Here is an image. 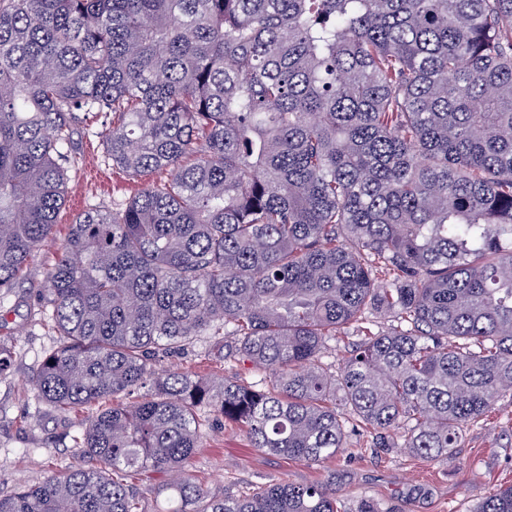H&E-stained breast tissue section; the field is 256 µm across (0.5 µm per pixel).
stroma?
<instances>
[{
	"mask_svg": "<svg viewBox=\"0 0 512 512\" xmlns=\"http://www.w3.org/2000/svg\"><path fill=\"white\" fill-rule=\"evenodd\" d=\"M101 131L98 125L85 126L75 137L84 161L72 175L57 239H64L69 224L91 205L128 201L143 185L107 163ZM55 252L51 244L35 253L9 298L0 303L12 353V369L0 377V497L76 465L79 450L72 436L78 422L92 414L88 408L63 412L37 404L31 391L33 374L56 344L37 317ZM156 367L205 381L258 379L249 362L225 360L221 342L211 336L197 337ZM189 470L196 483L236 495L278 480L309 485L332 477L346 512H474L489 489L512 485V405L465 428L459 447L445 461L403 448H374L366 433L353 432L336 456L311 464L251 448L235 424L217 421L207 428Z\"/></svg>",
	"mask_w": 512,
	"mask_h": 512,
	"instance_id": "1",
	"label": "stroma"
}]
</instances>
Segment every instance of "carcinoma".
I'll return each instance as SVG.
<instances>
[{
	"label": "carcinoma",
	"instance_id": "1",
	"mask_svg": "<svg viewBox=\"0 0 512 512\" xmlns=\"http://www.w3.org/2000/svg\"><path fill=\"white\" fill-rule=\"evenodd\" d=\"M98 122L144 186L59 244L31 383L108 406L78 465L0 512H147L149 471L166 512H342L334 479L196 484L201 409L307 463L357 430L438 461L512 401V0H0L1 301ZM208 335L269 378L154 368ZM475 512H512V487ZM359 339V336L352 334H340L336 340L328 343L326 352L321 359L322 365L330 373L338 374L343 360L349 355L352 343ZM135 482L141 495L143 496L148 510L150 512L162 511L165 508V503L162 498L158 496L157 489L167 479L164 473H146L138 476Z\"/></svg>",
	"mask_w": 512,
	"mask_h": 512
}]
</instances>
